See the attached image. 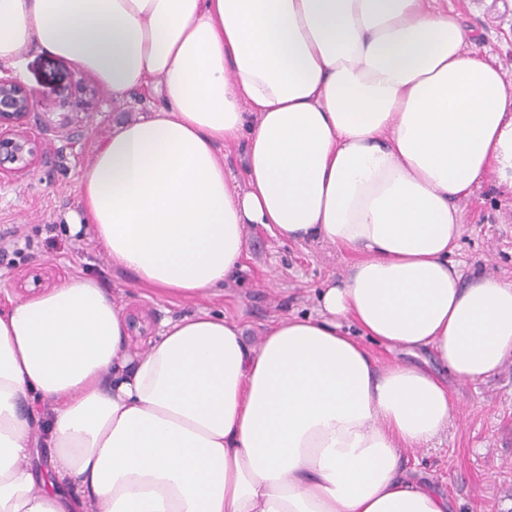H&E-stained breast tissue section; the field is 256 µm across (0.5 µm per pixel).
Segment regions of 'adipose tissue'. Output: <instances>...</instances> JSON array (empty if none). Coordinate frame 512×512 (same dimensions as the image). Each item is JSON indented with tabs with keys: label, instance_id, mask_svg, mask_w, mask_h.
<instances>
[{
	"label": "adipose tissue",
	"instance_id": "obj_1",
	"mask_svg": "<svg viewBox=\"0 0 512 512\" xmlns=\"http://www.w3.org/2000/svg\"><path fill=\"white\" fill-rule=\"evenodd\" d=\"M29 47L160 101L114 119L69 225L139 285L217 293L254 224L354 261L256 345L201 309L131 349L88 278L0 312V512H448L400 465L447 384L357 338L469 383L512 357V281L452 259L459 202L512 190V81L470 29L429 0H0V62Z\"/></svg>",
	"mask_w": 512,
	"mask_h": 512
}]
</instances>
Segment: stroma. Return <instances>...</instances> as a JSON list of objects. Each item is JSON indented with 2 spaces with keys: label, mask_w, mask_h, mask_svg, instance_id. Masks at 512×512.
I'll list each match as a JSON object with an SVG mask.
<instances>
[{
  "label": "stroma",
  "mask_w": 512,
  "mask_h": 512,
  "mask_svg": "<svg viewBox=\"0 0 512 512\" xmlns=\"http://www.w3.org/2000/svg\"><path fill=\"white\" fill-rule=\"evenodd\" d=\"M437 9L461 17L479 46L512 78V0H436ZM23 84L41 97L31 133L45 161L33 174L0 182V310L75 277L108 288L129 321L133 348H145L163 322L204 308L251 326L259 340L271 320L312 316L316 291L346 272L349 256L320 243H298L256 225L247 231L245 269L224 290L196 301L149 293L112 268L91 232L70 233L65 219L79 211L81 178L112 129L116 114L152 106L149 98L116 103L90 99L87 76L69 63L29 48ZM463 224L455 255L466 275L512 280V196L481 182L460 201ZM454 419L425 448H406L403 469L448 497V512H512V359L481 383L449 378Z\"/></svg>",
  "instance_id": "1"
}]
</instances>
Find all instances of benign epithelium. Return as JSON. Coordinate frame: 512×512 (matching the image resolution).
Listing matches in <instances>:
<instances>
[{
    "mask_svg": "<svg viewBox=\"0 0 512 512\" xmlns=\"http://www.w3.org/2000/svg\"><path fill=\"white\" fill-rule=\"evenodd\" d=\"M36 97L14 77L0 75V182L30 175L42 159L31 136Z\"/></svg>",
    "mask_w": 512,
    "mask_h": 512,
    "instance_id": "obj_1",
    "label": "benign epithelium"
}]
</instances>
